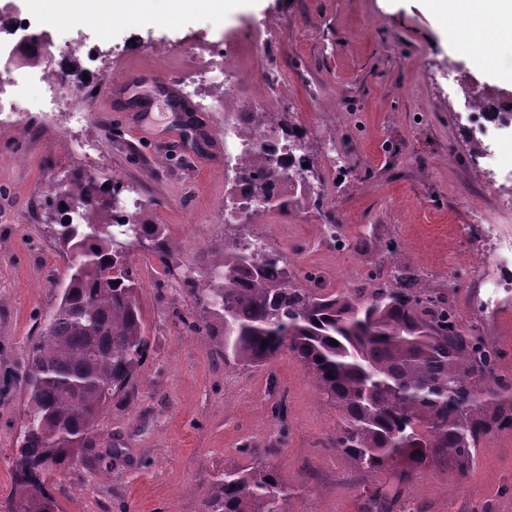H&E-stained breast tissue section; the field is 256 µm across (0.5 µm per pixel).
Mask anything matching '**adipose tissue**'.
Listing matches in <instances>:
<instances>
[{
    "instance_id": "obj_1",
    "label": "adipose tissue",
    "mask_w": 512,
    "mask_h": 512,
    "mask_svg": "<svg viewBox=\"0 0 512 512\" xmlns=\"http://www.w3.org/2000/svg\"><path fill=\"white\" fill-rule=\"evenodd\" d=\"M178 0H37L50 16L100 18L149 17L172 11ZM439 14L455 20L461 13L492 14L498 28L496 57L501 78L512 81V0H429Z\"/></svg>"
}]
</instances>
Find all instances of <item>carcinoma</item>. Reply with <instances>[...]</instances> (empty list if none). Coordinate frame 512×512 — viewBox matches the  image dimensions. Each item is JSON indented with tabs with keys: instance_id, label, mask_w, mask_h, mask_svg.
I'll list each match as a JSON object with an SVG mask.
<instances>
[{
	"instance_id": "cac0c4a2",
	"label": "carcinoma",
	"mask_w": 512,
	"mask_h": 512,
	"mask_svg": "<svg viewBox=\"0 0 512 512\" xmlns=\"http://www.w3.org/2000/svg\"><path fill=\"white\" fill-rule=\"evenodd\" d=\"M307 156L245 155L238 190H260L286 214L319 192H302ZM119 187L75 171L46 191L56 218L55 244L68 257L54 308L32 343L24 383L28 414L15 461L13 488L0 512H57L42 476L77 466L94 451L100 414L135 376L148 347L130 247L151 243L166 253L157 224L114 223ZM243 244L224 249L195 305L224 319V357L256 367L283 351L298 358L319 391L343 413L332 444L365 475L400 465L404 480L441 461L461 470L480 441L512 428V382L495 376L498 351L467 332L448 298L423 286L410 263H393L398 247L378 245L368 273L372 288L326 293L308 272L298 288L284 258L263 250L247 259ZM290 489L261 464L226 468L215 477L203 512H281ZM397 501L375 491L363 512H392Z\"/></svg>"
}]
</instances>
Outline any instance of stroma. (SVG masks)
I'll return each instance as SVG.
<instances>
[{
	"instance_id": "35a3bbf8",
	"label": "stroma",
	"mask_w": 512,
	"mask_h": 512,
	"mask_svg": "<svg viewBox=\"0 0 512 512\" xmlns=\"http://www.w3.org/2000/svg\"><path fill=\"white\" fill-rule=\"evenodd\" d=\"M12 3L70 53L86 114L73 125L64 113L35 121L24 110L0 134V501L27 417V351L68 263L48 227L42 186L86 169L72 147L79 141L93 150L99 175L121 186L120 206L160 225L167 252L130 253L149 348L98 421V446L114 449L113 458L49 475L46 488L63 512H199L215 475L252 464L245 444L273 449L271 464L293 488L288 512H362L371 488L400 492L416 512H512V428L484 438L465 471L448 464L403 483L391 472L361 479L331 443L340 410L320 398L303 365L286 352L254 368L225 358L221 317L197 308L185 282L225 245L261 238L293 256L296 279L314 271L338 293L367 285L377 245L393 240L400 260L454 302L464 328L499 350L496 374L512 380V295L482 287L473 263L512 241V134L495 171L476 169L461 93L473 85L512 94L511 83L474 61L495 48L492 17L469 15L458 42L428 0H242L223 16L51 26L30 0ZM217 42L236 57L226 82L214 71ZM84 44L100 54L86 56ZM89 70L101 83L85 81ZM205 71L208 82L176 111L162 77ZM265 71L276 83L259 109L262 126L275 138L288 125L309 133L326 202L228 224L234 177L217 130ZM331 221L342 224L349 248L324 242ZM202 320L209 331L188 330Z\"/></svg>"
}]
</instances>
